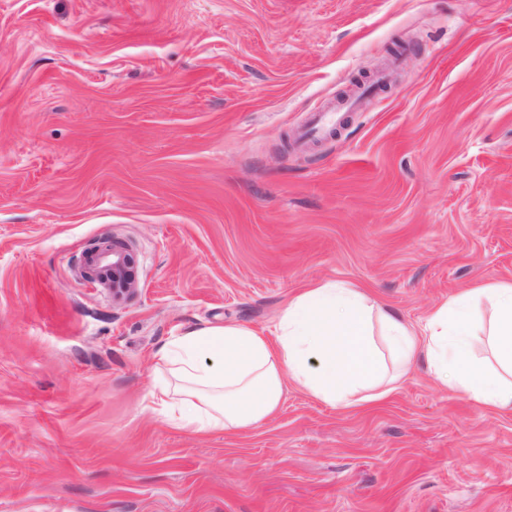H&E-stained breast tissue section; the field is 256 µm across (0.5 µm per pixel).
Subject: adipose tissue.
<instances>
[{"label": "adipose tissue", "mask_w": 512, "mask_h": 512, "mask_svg": "<svg viewBox=\"0 0 512 512\" xmlns=\"http://www.w3.org/2000/svg\"><path fill=\"white\" fill-rule=\"evenodd\" d=\"M273 334L227 323L171 337L156 353L159 412L189 434L230 433L274 415L290 386L350 411L383 400L421 362L437 384L512 410V282L448 299L417 330L360 289L328 281L289 300Z\"/></svg>", "instance_id": "obj_1"}]
</instances>
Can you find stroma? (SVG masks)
<instances>
[{
  "label": "stroma",
  "instance_id": "obj_1",
  "mask_svg": "<svg viewBox=\"0 0 512 512\" xmlns=\"http://www.w3.org/2000/svg\"><path fill=\"white\" fill-rule=\"evenodd\" d=\"M326 281L415 327L512 281V0H0V512H512V411L422 364L235 435L146 410L170 337ZM357 108V100H346L336 107L334 104L327 110H322L319 112H323L317 114L313 117V120L310 125V132L321 134L324 133L330 126L333 124L334 116L339 111H349ZM112 256V263L105 258ZM83 274L112 290V300L125 301L136 288L135 260L128 246L116 239L95 240L83 254Z\"/></svg>",
  "mask_w": 512,
  "mask_h": 512
}]
</instances>
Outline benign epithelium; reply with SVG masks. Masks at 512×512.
Segmentation results:
<instances>
[{
    "instance_id": "obj_1",
    "label": "benign epithelium",
    "mask_w": 512,
    "mask_h": 512,
    "mask_svg": "<svg viewBox=\"0 0 512 512\" xmlns=\"http://www.w3.org/2000/svg\"><path fill=\"white\" fill-rule=\"evenodd\" d=\"M83 274L112 290V299L121 302L136 288L135 260L128 246L116 239L95 240L83 254Z\"/></svg>"
}]
</instances>
